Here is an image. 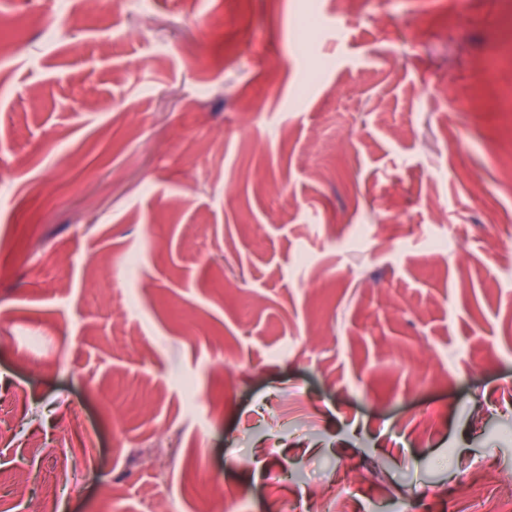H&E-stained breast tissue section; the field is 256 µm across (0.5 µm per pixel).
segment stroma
Here are the masks:
<instances>
[{"instance_id":"35a3bbf8","label":"stroma","mask_w":512,"mask_h":512,"mask_svg":"<svg viewBox=\"0 0 512 512\" xmlns=\"http://www.w3.org/2000/svg\"><path fill=\"white\" fill-rule=\"evenodd\" d=\"M0 512H356L512 471V0H0ZM315 14L316 28L303 24ZM338 28L331 38L330 28ZM223 351V366L212 362ZM436 378L413 392L415 361ZM193 380L198 398L182 391ZM65 433L64 441L68 446L78 444L81 448V454L85 463L88 467L89 464L96 463V448L94 447L93 439L90 433H88L82 423V415L80 411L74 407L70 410L68 418L64 423Z\"/></svg>"}]
</instances>
